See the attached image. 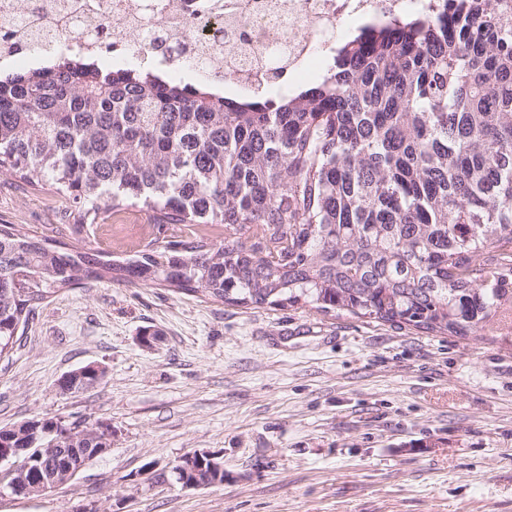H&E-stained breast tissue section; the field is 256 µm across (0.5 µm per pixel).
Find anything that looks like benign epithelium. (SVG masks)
<instances>
[{
  "label": "benign epithelium",
  "instance_id": "benign-epithelium-1",
  "mask_svg": "<svg viewBox=\"0 0 512 512\" xmlns=\"http://www.w3.org/2000/svg\"><path fill=\"white\" fill-rule=\"evenodd\" d=\"M23 439L21 448H0V495L8 492L14 496L41 495L72 480L83 468V459L94 458L107 452L105 448H93L91 444L100 438L98 427L73 426L56 431L50 436L38 431L35 420L0 430ZM220 452H193L171 465L176 475L185 473L188 467L208 469L206 476L194 482L181 479L185 489H195L209 484L214 475L224 470Z\"/></svg>",
  "mask_w": 512,
  "mask_h": 512
}]
</instances>
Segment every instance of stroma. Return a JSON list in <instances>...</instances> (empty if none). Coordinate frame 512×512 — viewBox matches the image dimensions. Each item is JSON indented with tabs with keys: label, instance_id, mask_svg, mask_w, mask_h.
Masks as SVG:
<instances>
[{
	"label": "stroma",
	"instance_id": "stroma-1",
	"mask_svg": "<svg viewBox=\"0 0 512 512\" xmlns=\"http://www.w3.org/2000/svg\"><path fill=\"white\" fill-rule=\"evenodd\" d=\"M72 221L52 188L0 179V224ZM156 234L129 206L99 210L84 242L122 258ZM93 363L100 384L60 392ZM31 418L108 424L112 447L0 512H512V347L481 339L89 280L39 304L0 361V428ZM203 449L223 484L154 480Z\"/></svg>",
	"mask_w": 512,
	"mask_h": 512
}]
</instances>
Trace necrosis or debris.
<instances>
[{
  "instance_id": "obj_1",
  "label": "necrosis or debris",
  "mask_w": 512,
  "mask_h": 512,
  "mask_svg": "<svg viewBox=\"0 0 512 512\" xmlns=\"http://www.w3.org/2000/svg\"><path fill=\"white\" fill-rule=\"evenodd\" d=\"M409 0H161L153 30H145L146 0H0V60L19 66L33 58L31 34L38 33L79 53L109 62L135 54L157 58L170 70L196 61L208 78L235 89L262 91L271 54L282 51L289 70L299 72L338 25L381 9L400 10ZM251 32L248 44L231 33L238 25ZM108 26V40L96 31ZM184 43L190 55L169 54Z\"/></svg>"
}]
</instances>
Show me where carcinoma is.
<instances>
[{
    "label": "carcinoma",
    "instance_id": "1",
    "mask_svg": "<svg viewBox=\"0 0 512 512\" xmlns=\"http://www.w3.org/2000/svg\"><path fill=\"white\" fill-rule=\"evenodd\" d=\"M376 15L292 97L63 49L0 74L1 177L203 226L117 260L0 224V359L88 278L512 345V0Z\"/></svg>",
    "mask_w": 512,
    "mask_h": 512
}]
</instances>
